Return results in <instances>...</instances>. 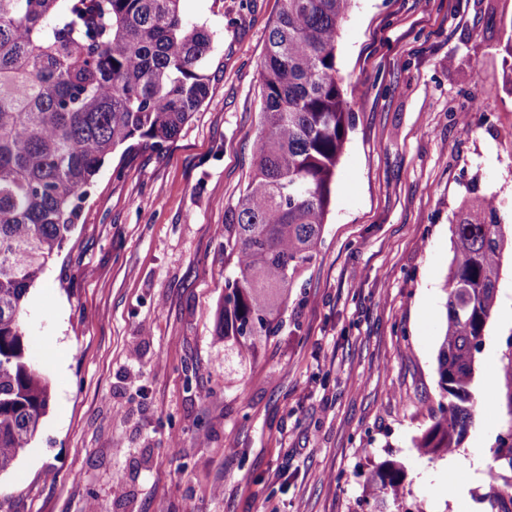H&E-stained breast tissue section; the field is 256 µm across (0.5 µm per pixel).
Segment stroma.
I'll use <instances>...</instances> for the list:
<instances>
[{"label":"stroma","mask_w":512,"mask_h":512,"mask_svg":"<svg viewBox=\"0 0 512 512\" xmlns=\"http://www.w3.org/2000/svg\"><path fill=\"white\" fill-rule=\"evenodd\" d=\"M280 8L183 0L214 35L209 96L163 148L106 160L31 290L50 401L0 474V512H368L365 477L388 460L413 512H489L512 430V0H353L336 51L352 126L323 240L284 335L241 365L218 319L224 216L255 169ZM479 200L511 244L474 419L454 452L425 455L451 227Z\"/></svg>","instance_id":"stroma-1"}]
</instances>
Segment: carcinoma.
<instances>
[{
  "label": "carcinoma",
  "instance_id": "obj_1",
  "mask_svg": "<svg viewBox=\"0 0 512 512\" xmlns=\"http://www.w3.org/2000/svg\"><path fill=\"white\" fill-rule=\"evenodd\" d=\"M182 0H0V473L28 447L50 389L23 328L31 289L72 232L86 189L118 147L160 148L209 95L210 34ZM352 0H282L261 63L256 168L224 219V349L242 359L282 335L316 256L350 112L336 75ZM453 225L439 400L418 443L461 445L474 417L476 354L496 305L505 240L495 209ZM403 469L366 478L373 512L400 498ZM491 512H512V477H490Z\"/></svg>",
  "mask_w": 512,
  "mask_h": 512
}]
</instances>
